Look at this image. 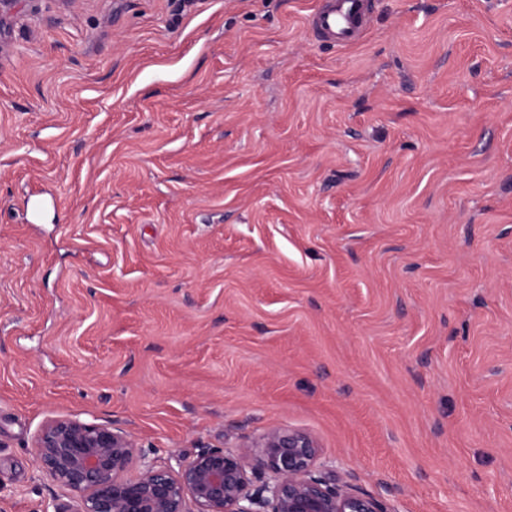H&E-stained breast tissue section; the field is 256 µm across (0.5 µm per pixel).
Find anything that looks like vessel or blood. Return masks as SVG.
Returning <instances> with one entry per match:
<instances>
[{"mask_svg": "<svg viewBox=\"0 0 512 512\" xmlns=\"http://www.w3.org/2000/svg\"><path fill=\"white\" fill-rule=\"evenodd\" d=\"M367 4L368 0H328L312 17L314 34L340 49L356 44L364 31Z\"/></svg>", "mask_w": 512, "mask_h": 512, "instance_id": "obj_1", "label": "vessel or blood"}]
</instances>
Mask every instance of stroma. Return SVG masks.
<instances>
[{
    "label": "stroma",
    "instance_id": "35a3bbf8",
    "mask_svg": "<svg viewBox=\"0 0 512 512\" xmlns=\"http://www.w3.org/2000/svg\"><path fill=\"white\" fill-rule=\"evenodd\" d=\"M16 0L0 512L71 418L156 465L308 432L387 512H512V0ZM326 6L312 17L314 34L337 48L357 43L364 31L369 0H328Z\"/></svg>",
    "mask_w": 512,
    "mask_h": 512
}]
</instances>
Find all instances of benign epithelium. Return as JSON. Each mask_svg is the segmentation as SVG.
<instances>
[{"instance_id":"obj_1","label":"benign epithelium","mask_w":512,"mask_h":512,"mask_svg":"<svg viewBox=\"0 0 512 512\" xmlns=\"http://www.w3.org/2000/svg\"><path fill=\"white\" fill-rule=\"evenodd\" d=\"M35 455L40 471L74 496V512H387L324 475L317 442L296 429H272L237 450L203 448L174 470L147 460L121 429L54 419Z\"/></svg>"}]
</instances>
